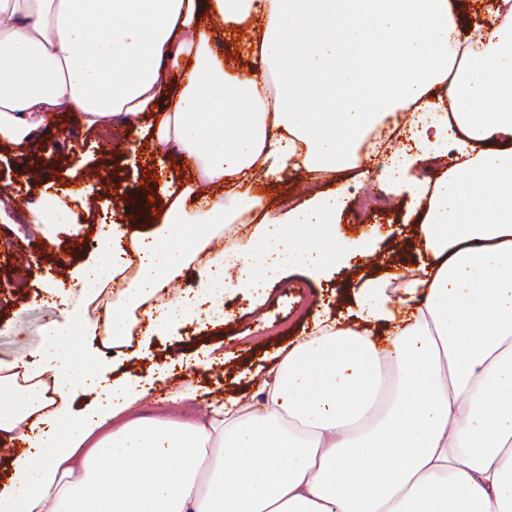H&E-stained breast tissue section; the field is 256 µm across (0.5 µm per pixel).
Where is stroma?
<instances>
[{
	"mask_svg": "<svg viewBox=\"0 0 512 512\" xmlns=\"http://www.w3.org/2000/svg\"><path fill=\"white\" fill-rule=\"evenodd\" d=\"M39 136L55 138L57 169L41 165L38 141L23 150L0 142V185L9 187L22 209L42 201L46 185L62 192L79 184L93 214L145 229L153 220V210L161 206V184L154 181V174L164 168L186 179L192 176L190 161L179 154L157 163L149 136L105 143L88 132L74 113L59 114ZM356 175V170H345L318 184L322 190L346 187L350 197L335 226L337 241L347 249L346 261L325 278L314 281L291 274L286 283L272 284L260 306L247 292H227L224 320L219 324L194 321L148 340L135 331L112 345L98 332L85 338V348L109 364L115 378L127 372L149 378L155 367L162 366L165 380L197 387L202 400L233 394L255 402L262 374L280 350L310 331L315 312L327 311L354 322L363 280L418 263L417 226L405 220L408 199L395 197L387 204L366 200L367 191L379 187L380 181L374 177L361 182ZM134 199L150 202V210L129 213ZM92 229L89 223L67 224L46 235L34 225L0 219V361L36 351L43 330L60 320V307L46 301L47 285L77 298V274L94 249ZM374 229L379 239L368 254L361 251L360 241ZM214 346L223 352V363L190 366V359Z\"/></svg>",
	"mask_w": 512,
	"mask_h": 512,
	"instance_id": "35a3bbf8",
	"label": "stroma"
}]
</instances>
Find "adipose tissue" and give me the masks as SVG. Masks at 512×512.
Instances as JSON below:
<instances>
[{
	"mask_svg": "<svg viewBox=\"0 0 512 512\" xmlns=\"http://www.w3.org/2000/svg\"><path fill=\"white\" fill-rule=\"evenodd\" d=\"M225 30L247 35L253 66L226 67ZM62 112L149 133L194 177L166 179L154 231L110 225L81 304L34 360L0 362V431L26 445L0 512H512V0L467 28L452 0H0V140L26 148ZM396 113L412 144L381 163L410 198L422 265L392 292L366 279L356 324L318 315L256 403L134 415L140 378L83 359L89 305L119 286L104 311L119 340L129 305L151 335L204 303L221 316L227 289L335 269L340 195L273 209L253 178L336 173ZM445 156L437 179L414 176ZM82 196L46 195L32 223H84ZM244 223L247 242L217 247ZM199 259L204 288L164 294Z\"/></svg>",
	"mask_w": 512,
	"mask_h": 512,
	"instance_id": "1",
	"label": "adipose tissue"
}]
</instances>
